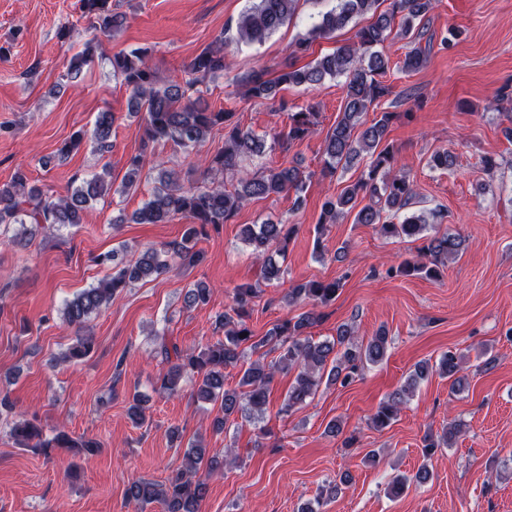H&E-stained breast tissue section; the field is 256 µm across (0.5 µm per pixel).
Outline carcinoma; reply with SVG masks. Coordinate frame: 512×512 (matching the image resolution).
<instances>
[{"instance_id": "carcinoma-1", "label": "carcinoma", "mask_w": 512, "mask_h": 512, "mask_svg": "<svg viewBox=\"0 0 512 512\" xmlns=\"http://www.w3.org/2000/svg\"><path fill=\"white\" fill-rule=\"evenodd\" d=\"M436 0H337L335 8L321 14L314 24L295 44V52L307 53L319 39L331 37L357 17H368V24L357 33V41L336 46L312 63L296 68L292 65L280 70L272 79L262 71H253L241 78L245 96L254 101L273 100L283 85L320 86L328 77L344 75L346 96L342 116L330 130L323 144L322 174L332 175L338 167L354 165L366 159L360 177L343 188L335 197H328L322 204L317 233L334 224L346 211L357 209L356 224H372L384 237L423 241L417 258L406 259L396 267H390L391 276L422 277L438 280L442 277L445 260L460 252L462 240L452 233H439L427 222L423 214L404 215L414 204L416 191L413 183L403 174L393 173L396 157L393 147L384 143L387 129L396 118L394 112H383L380 118L367 122L365 114L375 102L390 93L382 77L389 69L388 59L377 50L393 31L410 40L413 47L405 54L402 69L416 71L425 65L430 45L422 46L425 20L435 8ZM299 0H252V5L238 18L236 39L240 43H259L275 33L294 16ZM81 17L87 19L90 28L110 34L120 30L125 15L112 9V0H80ZM148 47H136L120 51L108 58L112 76L122 82L129 91L128 114L142 116V148L127 161V170L120 191L126 192L137 185L142 175L153 178L155 186L141 208L127 217L120 214L112 219L114 224H165L182 215L192 220L179 240L160 246H147L137 258L119 268L116 273L100 279L97 285L82 290L64 305L62 314L66 322L78 328L76 342L63 354L67 361L88 356L95 346V337L86 330L92 315L107 305L112 296L129 282L158 277L172 268H192L202 259L196 249L199 238L209 231H218L230 221L250 200L270 195L294 192V205L304 198L306 174L296 166L269 167L242 178L226 189L223 176L233 172L246 159L261 157L267 151L288 147L304 140L319 123V113L309 106L298 112L288 113V130L280 131L268 140L245 128L230 110L210 108L198 83L224 71V40L203 49L188 65L192 78H172L162 81L147 64ZM94 62L90 50L73 55L61 79L73 81L83 69ZM116 116L109 109L97 113L90 138L98 152L111 147L112 128ZM224 129V147L205 157V171L210 181L202 185L186 186L173 171L165 168V162L148 152L149 145L159 141H172L186 151H192L204 142L211 131ZM84 139L80 131L57 148L54 157L66 159ZM112 190L110 169L102 170L82 180L67 197H55L42 188L29 183L25 173L18 171L7 184H0V225L34 224L38 227L63 228L82 223L83 213L93 203L103 199ZM368 203L356 208L358 199ZM297 232L294 224L264 222L248 224L243 229L244 241L261 261V272L268 282L279 281L285 269L276 257H285L288 243ZM342 288L341 280H308L298 282L288 293V301H302L310 309L292 318L274 324L260 339H254L246 324L254 311L257 291L250 285L234 288L232 305L216 319V328L224 329V339L208 344L197 353H186L175 343L161 344L157 354L167 365L156 381L157 390L172 396L181 384H192L196 399L204 402L220 401L223 416L213 422V430L224 429L231 417L240 414L247 417L264 412L268 385L274 367L254 361L243 370L237 387L224 388V370L235 367L243 358L242 346L256 351L268 344L279 345L281 354L278 364L296 372L294 383L288 391L281 411L285 414L302 407L316 392L322 379L345 387L351 384L358 372L367 364L382 362L388 352L389 336L386 329H379L365 344L355 342L354 326L344 323L337 327L336 338L315 341L305 331L322 321L318 308L336 300ZM212 288L197 282L184 294V305L195 308L209 303ZM461 357L448 351L443 353L435 366L423 362L407 376L400 390L381 402L371 417L375 429L390 426L398 417L404 397L412 393L430 371L460 384ZM0 407L13 413L10 434L23 446L34 448H77L86 458L97 455L102 445L97 440L74 442L60 432L53 440L42 441V431L33 419L14 412L8 398L0 399ZM461 424L452 423L442 435L426 437L422 445L423 460L432 457L440 448L452 447ZM223 467V459L209 455L201 442L192 441L184 451V464L171 471L163 482L136 479L125 490V499L138 510L158 503L163 512H200L202 501L209 490V479ZM430 472L421 465L415 474L399 475L388 486L393 496L402 494L412 484L429 480Z\"/></svg>"}]
</instances>
